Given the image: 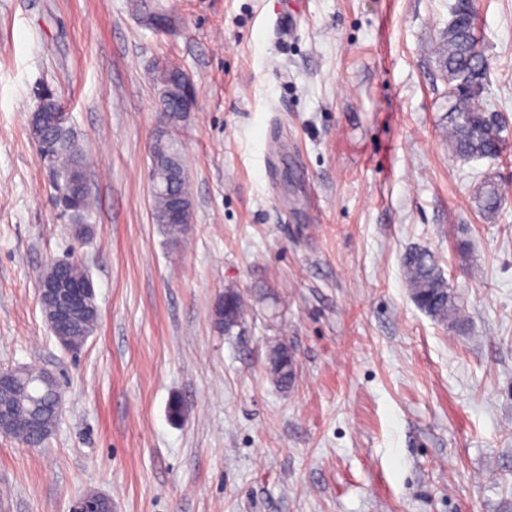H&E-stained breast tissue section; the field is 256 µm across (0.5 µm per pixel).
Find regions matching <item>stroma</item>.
<instances>
[{"label":"stroma","mask_w":512,"mask_h":512,"mask_svg":"<svg viewBox=\"0 0 512 512\" xmlns=\"http://www.w3.org/2000/svg\"><path fill=\"white\" fill-rule=\"evenodd\" d=\"M455 2L0 0V369L45 368L63 398L44 446L0 434V512H71L90 490L112 512H512V198L491 218L475 204L487 177L512 191V160L448 146ZM474 3L484 106L512 121V0ZM164 59L196 92L182 248L150 213ZM44 87L96 174L81 243L28 126ZM415 247L465 332L414 302ZM65 258L100 309L75 353L37 294ZM229 287L250 309L226 333ZM277 336L298 364L286 391ZM267 358L273 384L282 390L293 387L298 378V368L288 344L283 340H272Z\"/></svg>","instance_id":"1"}]
</instances>
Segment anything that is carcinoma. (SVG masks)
<instances>
[{
  "label": "carcinoma",
  "instance_id": "cac0c4a2",
  "mask_svg": "<svg viewBox=\"0 0 512 512\" xmlns=\"http://www.w3.org/2000/svg\"><path fill=\"white\" fill-rule=\"evenodd\" d=\"M455 19L452 33L443 39L440 48V63L443 72L451 74L463 84L478 85L477 93L458 88L448 83V143L453 155L462 161L472 158L495 159L507 149V140L503 136L506 130V117L496 112H489L483 105L485 91L484 73L481 62L472 53L476 44V28L473 22V11L470 0H458L451 11ZM49 102L43 109H34L30 115V128L36 130L33 139L39 147L47 149L46 160L50 166L61 174L77 172L87 179L93 178L90 164L76 144L70 129L57 130L48 125L45 113L53 111L57 100L47 94ZM181 195L190 200L191 194L188 179L174 183L166 191L151 198V206L171 242L182 241L187 225L170 224L167 214L173 196ZM506 190L499 183L483 188L478 197V208L483 214L491 217L499 212L505 199ZM406 284L412 297L424 309V312L436 321L460 332L466 330V319L458 299L448 296V280L439 266L437 256L426 248L408 250L402 260ZM55 274L69 279H82L87 272L75 263H66L52 267ZM247 303L243 296L232 287L224 292V299L216 305L214 316L218 329L226 332L238 326L244 319ZM99 321L97 304H92L88 311L74 322L70 336L66 337V348L77 350L84 346L90 335L96 330ZM268 369L273 384L287 390L293 387L298 378L295 358L282 340L270 342L267 354ZM19 377L32 388L31 407L37 409L45 422V429L32 434L20 427L11 428L4 425L9 435L22 444L39 448L55 430L61 417L62 396L56 386L41 384L43 370L32 367L18 368Z\"/></svg>",
  "mask_w": 512,
  "mask_h": 512
}]
</instances>
